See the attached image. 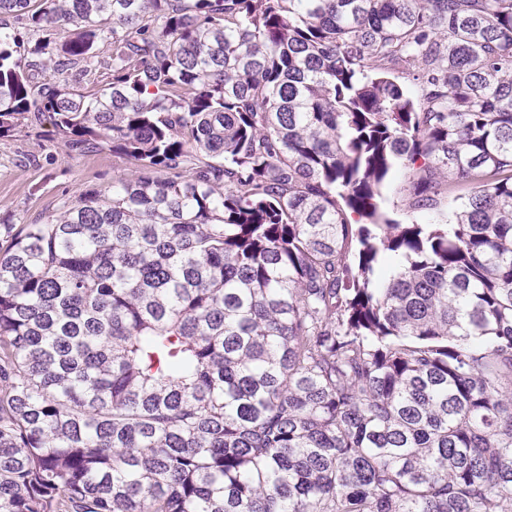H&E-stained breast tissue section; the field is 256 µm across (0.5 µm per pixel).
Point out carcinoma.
I'll list each match as a JSON object with an SVG mask.
<instances>
[{"label":"carcinoma","instance_id":"cac0c4a2","mask_svg":"<svg viewBox=\"0 0 512 512\" xmlns=\"http://www.w3.org/2000/svg\"><path fill=\"white\" fill-rule=\"evenodd\" d=\"M46 116L131 173L0 224V512H512V0H0ZM405 179L403 173H397L387 184L384 194L386 207L391 217L401 223H410L414 220L423 222L426 218L425 210H409L405 201L404 192Z\"/></svg>","mask_w":512,"mask_h":512}]
</instances>
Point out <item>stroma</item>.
<instances>
[{"label":"stroma","instance_id":"1","mask_svg":"<svg viewBox=\"0 0 512 512\" xmlns=\"http://www.w3.org/2000/svg\"><path fill=\"white\" fill-rule=\"evenodd\" d=\"M127 164L106 147L69 148L49 119L0 138V222L34 224L87 188L108 189Z\"/></svg>","mask_w":512,"mask_h":512}]
</instances>
